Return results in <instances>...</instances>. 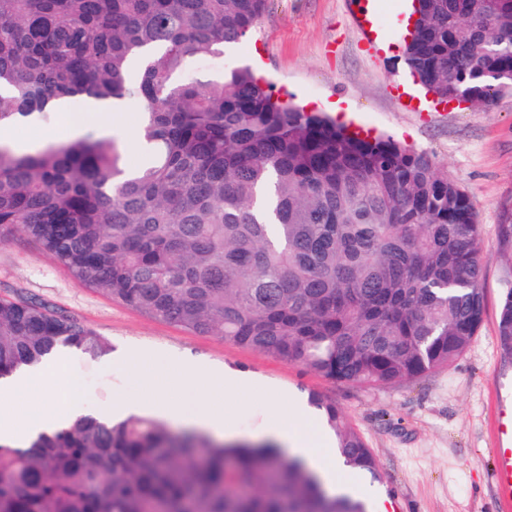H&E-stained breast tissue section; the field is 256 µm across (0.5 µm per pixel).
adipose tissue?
<instances>
[{
    "mask_svg": "<svg viewBox=\"0 0 512 512\" xmlns=\"http://www.w3.org/2000/svg\"><path fill=\"white\" fill-rule=\"evenodd\" d=\"M116 359L129 366L132 377H149L150 384L141 398L119 396L113 399L110 416L148 410L165 422L207 430L230 442L237 440V429L226 423L223 413L202 406L201 400L209 394H225L237 399L245 397L250 390L245 377H228L182 359L158 358L132 350L117 354ZM55 403L52 414L35 412L20 422L11 414L0 412V443L23 446L37 433L66 424L80 409L78 395L70 391L56 398ZM265 438L284 445L291 455L303 459L319 474L329 493L364 492L358 474L344 464L336 452L335 441L322 433L315 412L301 401L292 402L287 415L278 424L267 428Z\"/></svg>",
    "mask_w": 512,
    "mask_h": 512,
    "instance_id": "adipose-tissue-1",
    "label": "adipose tissue"
}]
</instances>
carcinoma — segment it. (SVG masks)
<instances>
[{"label": "carcinoma", "mask_w": 512, "mask_h": 512, "mask_svg": "<svg viewBox=\"0 0 512 512\" xmlns=\"http://www.w3.org/2000/svg\"><path fill=\"white\" fill-rule=\"evenodd\" d=\"M269 0H0V130L85 99L137 104L141 161L111 135L0 141V244L34 241L83 286L152 319L341 384L415 381L483 318L481 225L423 151L283 103L251 68L185 79ZM416 0L405 62L441 102L512 93V0ZM512 254V213L497 225ZM498 339L512 355V284ZM105 339L32 300L0 299V377ZM309 402L347 466L376 474L336 406ZM0 512H367L298 460L92 416L0 444Z\"/></svg>", "instance_id": "cac0c4a2"}]
</instances>
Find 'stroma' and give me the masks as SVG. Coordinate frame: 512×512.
Listing matches in <instances>:
<instances>
[{
	"label": "stroma",
	"instance_id": "1",
	"mask_svg": "<svg viewBox=\"0 0 512 512\" xmlns=\"http://www.w3.org/2000/svg\"><path fill=\"white\" fill-rule=\"evenodd\" d=\"M378 27L364 35L361 0H270L252 35L227 48L225 68L252 65L276 94L312 112L341 104L345 124L426 152L468 195L482 230L484 316L465 352L447 368L413 382L380 386L334 383L299 365L154 320L90 290L24 237L0 244V298H25L74 318L107 340L90 358L69 350L72 381L90 379L82 404L107 407L114 396H138L113 352L127 347L201 365L243 371L254 386L245 399L216 403L243 437L260 435L295 397L319 393L336 405L371 449L388 512H512L495 479L504 419L512 415V356L498 340V314L512 257L501 252L497 225L512 209V94L488 109L461 110L432 101L407 72L403 19L410 0H375ZM99 135L104 121L87 103L58 121L19 123L0 134L19 144L68 138L71 121Z\"/></svg>",
	"mask_w": 512,
	"mask_h": 512
}]
</instances>
